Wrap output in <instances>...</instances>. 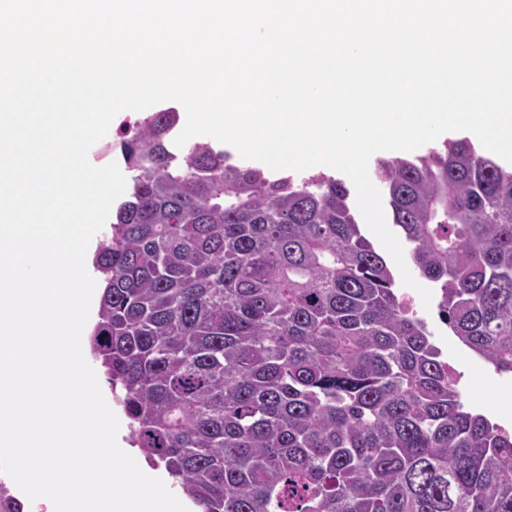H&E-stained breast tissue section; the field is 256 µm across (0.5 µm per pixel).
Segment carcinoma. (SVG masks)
Segmentation results:
<instances>
[{
  "instance_id": "carcinoma-1",
  "label": "carcinoma",
  "mask_w": 512,
  "mask_h": 512,
  "mask_svg": "<svg viewBox=\"0 0 512 512\" xmlns=\"http://www.w3.org/2000/svg\"><path fill=\"white\" fill-rule=\"evenodd\" d=\"M120 144L130 190L89 336L134 443L197 512H512V435L469 409L351 187ZM441 323L512 375V168L470 141L374 169Z\"/></svg>"
}]
</instances>
